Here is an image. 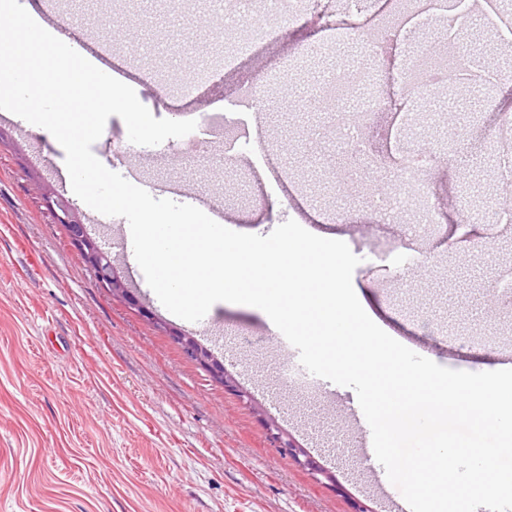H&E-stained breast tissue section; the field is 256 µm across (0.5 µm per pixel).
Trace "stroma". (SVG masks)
<instances>
[{
  "label": "stroma",
  "instance_id": "obj_1",
  "mask_svg": "<svg viewBox=\"0 0 512 512\" xmlns=\"http://www.w3.org/2000/svg\"><path fill=\"white\" fill-rule=\"evenodd\" d=\"M384 0H364L358 15L342 0H297L298 22L255 8L253 23L280 30L278 42L217 71L182 94L165 60L145 64L135 51L149 25L170 15L185 22L183 76L224 48V24L201 26L202 0H112L115 44L101 53L98 28L85 0H57L61 32L101 68L120 71L154 117L198 114L223 100L228 127L213 133L198 123L192 138L149 148L129 142L118 116L106 122L92 151L109 170L156 198L198 207L227 228L268 235L286 220L333 234L360 263L352 275L390 335L436 364L476 372L512 358V223L460 228L462 182L489 169L501 112L512 110V76L489 95L447 86L430 101L459 100L460 144L441 155L422 181L442 202V224L405 212L381 220L367 186L398 189V168L383 146L376 115L363 118L374 138L357 171L328 159L311 163L307 129L323 114L309 106L317 77L288 71L261 102L242 86L263 85L267 71L302 62L322 50L345 63L380 37ZM353 24L349 40L328 41L331 28ZM72 200L90 236L112 257L129 299L104 291L53 223L42 187ZM76 198L65 152L50 132L13 117L0 125V512H391L401 493L378 461L360 448L370 427L349 421L352 388L319 378L301 385L276 341L263 335L260 309L214 304L205 319L170 313L148 286L132 245L120 235L129 223L94 222ZM178 329L207 347L251 403L226 391L184 356L168 334ZM495 336L492 344L483 335ZM277 421L324 468L335 486L315 481L281 456L260 419Z\"/></svg>",
  "mask_w": 512,
  "mask_h": 512
}]
</instances>
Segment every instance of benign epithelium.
Instances as JSON below:
<instances>
[{"instance_id":"1","label":"benign epithelium","mask_w":512,"mask_h":512,"mask_svg":"<svg viewBox=\"0 0 512 512\" xmlns=\"http://www.w3.org/2000/svg\"><path fill=\"white\" fill-rule=\"evenodd\" d=\"M42 196L48 209L54 214L56 222L66 229L71 243L81 252L84 259L90 265L98 285L118 298H130L121 277L117 274L114 265H112L111 256L103 251L88 234L86 225L69 201L46 190L42 192ZM173 337L188 356L210 369L211 376L216 381L224 385L225 388L235 392L241 398L248 396V392L237 385L235 379L229 374L223 363L213 358L210 352L202 347L194 337L182 332L173 334ZM266 427L273 440L277 443L281 454L291 457L296 464L307 469L310 474L314 476L321 475L331 483L336 482L334 475L320 466L288 434V431L282 429L273 420L268 421Z\"/></svg>"}]
</instances>
